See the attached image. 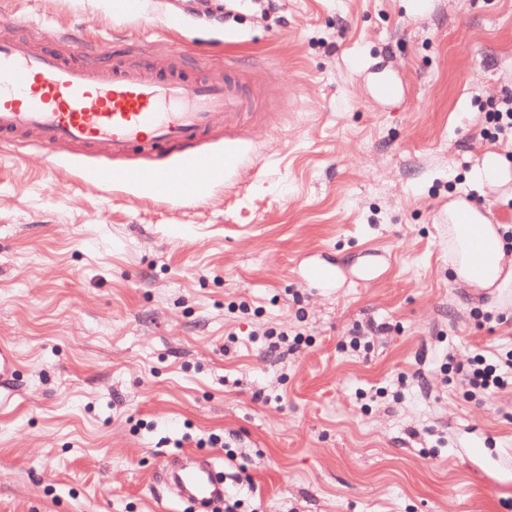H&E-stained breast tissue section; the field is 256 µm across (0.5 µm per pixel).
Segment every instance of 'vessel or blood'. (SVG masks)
<instances>
[{"instance_id": "vessel-or-blood-1", "label": "vessel or blood", "mask_w": 512, "mask_h": 512, "mask_svg": "<svg viewBox=\"0 0 512 512\" xmlns=\"http://www.w3.org/2000/svg\"><path fill=\"white\" fill-rule=\"evenodd\" d=\"M45 30L0 37V139L31 143L46 152L78 147L104 152L113 167L101 170L108 188L145 180L158 200L181 198L185 180L207 186L225 175L231 153L207 144L223 131L234 144L253 100L239 77L187 71L178 54L137 58L113 54L109 67L60 52ZM138 153L158 157L148 168L131 164ZM17 357L0 344V406L16 395ZM160 479L172 498L199 506L222 500L224 485L212 462L189 466L168 460Z\"/></svg>"}]
</instances>
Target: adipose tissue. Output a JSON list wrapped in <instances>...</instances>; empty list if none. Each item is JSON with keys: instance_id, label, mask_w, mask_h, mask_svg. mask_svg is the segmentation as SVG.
<instances>
[{"instance_id": "adipose-tissue-1", "label": "adipose tissue", "mask_w": 512, "mask_h": 512, "mask_svg": "<svg viewBox=\"0 0 512 512\" xmlns=\"http://www.w3.org/2000/svg\"><path fill=\"white\" fill-rule=\"evenodd\" d=\"M448 265L457 284L477 298L498 296L512 289V248L506 244L500 225L466 200L448 204ZM480 255L481 274H473L471 260Z\"/></svg>"}]
</instances>
